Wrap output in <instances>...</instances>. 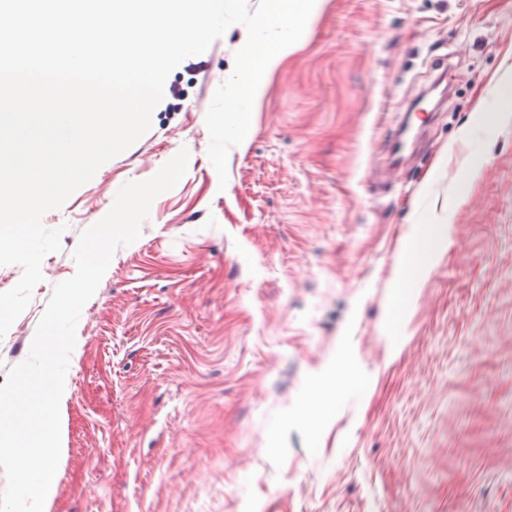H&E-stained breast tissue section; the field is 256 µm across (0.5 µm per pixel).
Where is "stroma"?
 Returning <instances> with one entry per match:
<instances>
[{
	"label": "stroma",
	"mask_w": 512,
	"mask_h": 512,
	"mask_svg": "<svg viewBox=\"0 0 512 512\" xmlns=\"http://www.w3.org/2000/svg\"><path fill=\"white\" fill-rule=\"evenodd\" d=\"M246 34L184 60L149 131L43 216L61 249L0 384L81 233L189 152L82 310L49 512H512V127L473 110L512 0H325L222 182L205 115ZM432 211L454 243L410 298L396 257ZM345 345L366 382L324 414Z\"/></svg>",
	"instance_id": "obj_1"
}]
</instances>
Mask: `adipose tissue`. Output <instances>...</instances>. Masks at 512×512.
Returning a JSON list of instances; mask_svg holds the SVG:
<instances>
[{
	"label": "adipose tissue",
	"instance_id": "adipose-tissue-1",
	"mask_svg": "<svg viewBox=\"0 0 512 512\" xmlns=\"http://www.w3.org/2000/svg\"><path fill=\"white\" fill-rule=\"evenodd\" d=\"M451 243L450 227L438 217H431L428 223L419 225L411 242L398 256L394 274L398 287L418 288L432 271L437 256Z\"/></svg>",
	"mask_w": 512,
	"mask_h": 512
}]
</instances>
